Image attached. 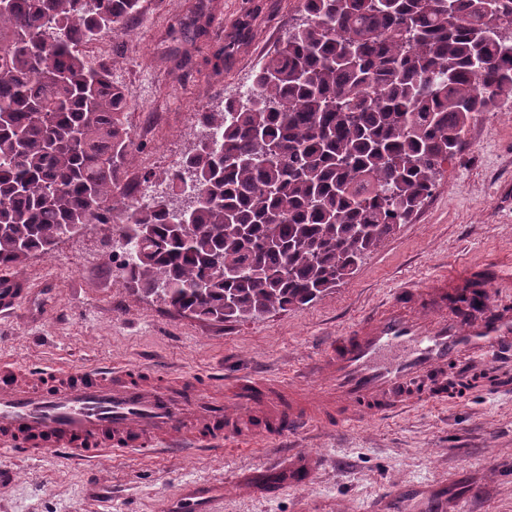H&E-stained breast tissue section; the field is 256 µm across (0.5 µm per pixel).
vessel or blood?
Segmentation results:
<instances>
[{
    "mask_svg": "<svg viewBox=\"0 0 512 512\" xmlns=\"http://www.w3.org/2000/svg\"><path fill=\"white\" fill-rule=\"evenodd\" d=\"M512 271L485 264L441 270L398 288L325 350V399L302 385L243 376L223 396L191 379L128 365L28 369L0 361V449L24 457L54 450L87 462L112 453H191L224 442L280 439L314 422L346 424L409 411L457 393L463 377L512 359ZM27 291L0 271V311ZM214 491L198 484L184 501L210 512Z\"/></svg>",
    "mask_w": 512,
    "mask_h": 512,
    "instance_id": "vessel-or-blood-1",
    "label": "vessel or blood"
}]
</instances>
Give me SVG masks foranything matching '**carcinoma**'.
<instances>
[{"instance_id": "carcinoma-1", "label": "carcinoma", "mask_w": 512, "mask_h": 512, "mask_svg": "<svg viewBox=\"0 0 512 512\" xmlns=\"http://www.w3.org/2000/svg\"><path fill=\"white\" fill-rule=\"evenodd\" d=\"M301 24L247 95L199 113L213 144L180 222L167 197L125 202L131 157L114 59L94 55L140 0H0V266L123 212L122 284L178 314L247 321L350 278L431 194L466 126L512 99V0H300Z\"/></svg>"}]
</instances>
